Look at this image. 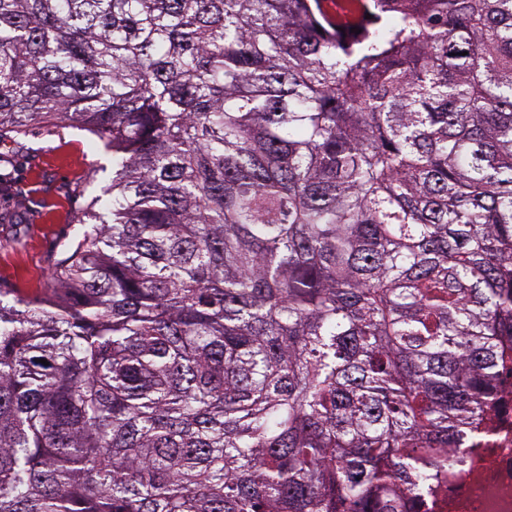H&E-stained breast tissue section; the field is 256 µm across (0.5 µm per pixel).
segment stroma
Masks as SVG:
<instances>
[{
	"mask_svg": "<svg viewBox=\"0 0 512 512\" xmlns=\"http://www.w3.org/2000/svg\"><path fill=\"white\" fill-rule=\"evenodd\" d=\"M16 177L27 192V219L0 225V288L28 296L48 288V269L79 231L74 216L112 182V153L94 134L36 126Z\"/></svg>",
	"mask_w": 512,
	"mask_h": 512,
	"instance_id": "35a3bbf8",
	"label": "stroma"
}]
</instances>
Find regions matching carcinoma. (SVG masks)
Listing matches in <instances>:
<instances>
[{
    "label": "carcinoma",
    "instance_id": "carcinoma-1",
    "mask_svg": "<svg viewBox=\"0 0 512 512\" xmlns=\"http://www.w3.org/2000/svg\"><path fill=\"white\" fill-rule=\"evenodd\" d=\"M320 2L0 0V166L112 150L51 287L0 290V512H418L482 432L512 0Z\"/></svg>",
    "mask_w": 512,
    "mask_h": 512
}]
</instances>
